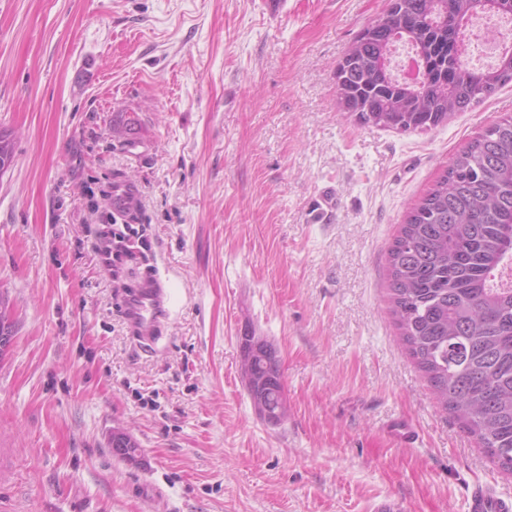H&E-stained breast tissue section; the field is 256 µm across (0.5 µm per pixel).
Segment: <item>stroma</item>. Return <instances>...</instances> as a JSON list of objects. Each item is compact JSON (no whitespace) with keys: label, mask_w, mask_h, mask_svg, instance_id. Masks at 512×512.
<instances>
[{"label":"stroma","mask_w":512,"mask_h":512,"mask_svg":"<svg viewBox=\"0 0 512 512\" xmlns=\"http://www.w3.org/2000/svg\"><path fill=\"white\" fill-rule=\"evenodd\" d=\"M386 6L0 0V512H464L476 484L512 495L403 350L387 269L409 209L512 117V86L429 131L358 125L334 71ZM117 184L137 187L171 292L147 346L94 250ZM247 327L281 358L278 426L240 376ZM117 428L137 460L113 453ZM254 409L257 414L270 425H280L288 418L286 396H284L276 406L266 403L263 400L259 402L255 401Z\"/></svg>","instance_id":"1"}]
</instances>
